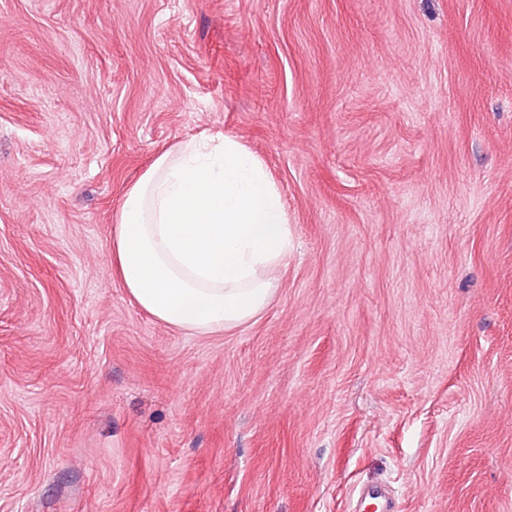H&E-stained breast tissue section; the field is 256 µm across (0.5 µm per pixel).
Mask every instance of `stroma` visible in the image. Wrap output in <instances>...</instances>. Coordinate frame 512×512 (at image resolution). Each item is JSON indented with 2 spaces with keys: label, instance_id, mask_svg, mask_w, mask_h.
<instances>
[{
  "label": "stroma",
  "instance_id": "stroma-1",
  "mask_svg": "<svg viewBox=\"0 0 512 512\" xmlns=\"http://www.w3.org/2000/svg\"><path fill=\"white\" fill-rule=\"evenodd\" d=\"M291 228L201 336L112 265L164 149ZM512 512V0H0V512Z\"/></svg>",
  "mask_w": 512,
  "mask_h": 512
}]
</instances>
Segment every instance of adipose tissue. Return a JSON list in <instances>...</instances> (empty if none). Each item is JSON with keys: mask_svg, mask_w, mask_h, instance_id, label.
<instances>
[{"mask_svg": "<svg viewBox=\"0 0 512 512\" xmlns=\"http://www.w3.org/2000/svg\"><path fill=\"white\" fill-rule=\"evenodd\" d=\"M282 195L236 138H192L160 153L114 217L112 259L156 320L200 335L236 328L275 294L288 254Z\"/></svg>", "mask_w": 512, "mask_h": 512, "instance_id": "obj_1", "label": "adipose tissue"}]
</instances>
